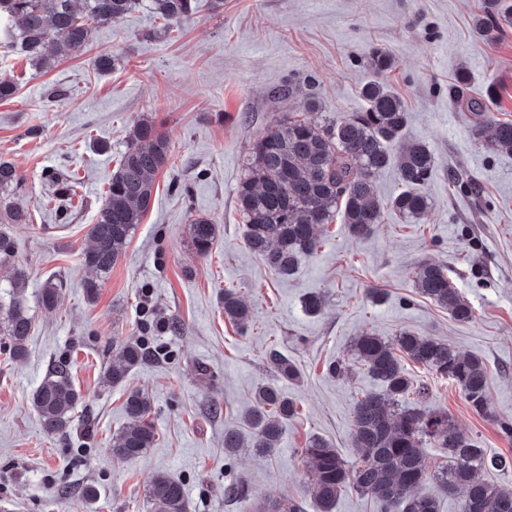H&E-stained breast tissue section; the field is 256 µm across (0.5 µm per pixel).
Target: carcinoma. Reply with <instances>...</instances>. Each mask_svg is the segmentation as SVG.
Instances as JSON below:
<instances>
[{
    "instance_id": "1",
    "label": "carcinoma",
    "mask_w": 512,
    "mask_h": 512,
    "mask_svg": "<svg viewBox=\"0 0 512 512\" xmlns=\"http://www.w3.org/2000/svg\"><path fill=\"white\" fill-rule=\"evenodd\" d=\"M138 5L139 0H0V47H15L43 67L47 65L48 44L77 54L90 40L88 22L110 23ZM152 8L177 26L196 13L198 0H152ZM506 26L512 27V0H484L473 17L476 34L487 42L495 40ZM369 65L378 78L361 89L365 102L362 111L320 123L288 115L274 122L249 148L244 175L236 188L245 241L281 279L294 275L302 258L316 251L324 225L332 223L338 213L358 240L371 235L386 208L413 224L428 213L429 203L420 187L433 174V154L423 143L403 140L408 114L400 96L380 78L394 65L390 54L375 50ZM466 84V74L459 73L453 95L476 115V141L490 152L512 153V121L497 118L479 103L465 99ZM168 155V140L155 123L139 121L90 227L91 246L83 253L86 266L101 274L112 270L150 207L155 175ZM391 164L402 190L383 203L375 196V178ZM22 182L16 167L0 159V224L27 223V214L6 202L5 196V191L20 187ZM189 231L196 252L208 255L219 226L198 215L191 219ZM414 282L421 295L448 310L453 320L474 319L470 303L453 287L443 265L421 263ZM9 295L3 332L11 342L13 358L21 361L32 321L25 278L19 271L11 277ZM222 304L227 321L246 327L250 310L235 289H224ZM352 351L381 389L363 394L355 403L351 430V446L357 456L354 463H348L323 439L310 441L305 449L307 467L314 475L308 492L321 512H332L336 499L349 485L375 498L384 512H439V499L456 493L463 495L461 512H512V489L500 488L484 478L488 470L512 466V459L487 456L455 427L448 413L408 402L410 395L422 391L414 387L401 363L405 356L451 381L476 414L490 417L483 360L411 331L399 333L393 342L366 331L355 339ZM144 359L145 352L138 343L114 349L107 380L120 383ZM267 362L280 377L290 381L299 378L294 363L280 352L271 351ZM81 399L69 363L62 360L48 370L35 389L32 404L46 433L67 435L73 429ZM151 408L148 396L139 392L127 396L125 412L133 424L112 438L114 456L136 458L153 446L155 432L147 421ZM294 413L293 402L277 387H259L255 404L244 416L253 434L247 440L236 432L224 433V450L235 453L246 447L264 453L278 447L284 422ZM427 442L448 453V464L433 474L423 452ZM428 480L435 483L432 494L421 490ZM147 498L151 512H188L182 483L166 474L151 477Z\"/></svg>"
}]
</instances>
